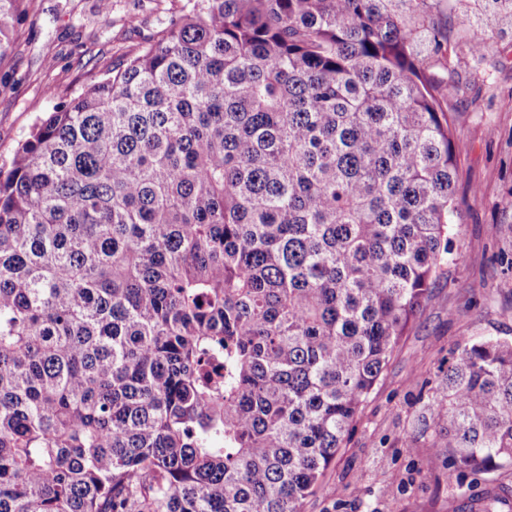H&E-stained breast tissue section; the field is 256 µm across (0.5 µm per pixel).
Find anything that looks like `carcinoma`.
<instances>
[{
    "mask_svg": "<svg viewBox=\"0 0 512 512\" xmlns=\"http://www.w3.org/2000/svg\"><path fill=\"white\" fill-rule=\"evenodd\" d=\"M30 0H0V60ZM443 0H187L0 170V512H303L430 288L459 171ZM512 0H475L482 25ZM433 447L512 469V340Z\"/></svg>",
    "mask_w": 512,
    "mask_h": 512,
    "instance_id": "1",
    "label": "carcinoma"
}]
</instances>
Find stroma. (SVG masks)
Masks as SVG:
<instances>
[{
	"instance_id": "35a3bbf8",
	"label": "stroma",
	"mask_w": 512,
	"mask_h": 512,
	"mask_svg": "<svg viewBox=\"0 0 512 512\" xmlns=\"http://www.w3.org/2000/svg\"><path fill=\"white\" fill-rule=\"evenodd\" d=\"M184 4L32 0L0 62V168H10L38 117L125 64ZM437 20L457 86L447 109L458 116L452 222L461 258L451 281L431 288L303 512H481L494 495L512 502V470L461 475L447 449H434L430 411L460 340H512V31L487 29L491 49L479 60L457 0H446Z\"/></svg>"
}]
</instances>
